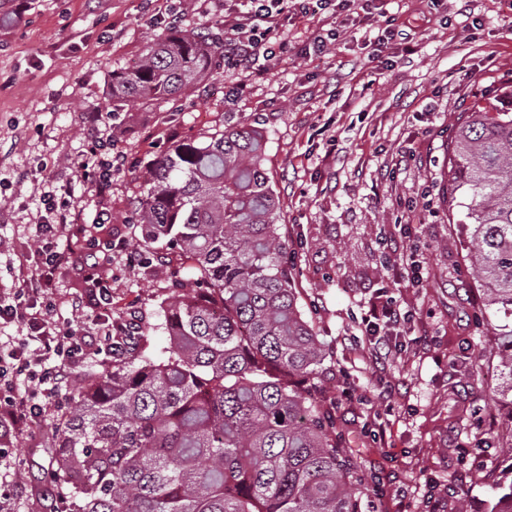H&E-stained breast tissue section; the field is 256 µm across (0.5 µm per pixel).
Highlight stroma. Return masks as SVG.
<instances>
[{"label":"stroma","instance_id":"obj_1","mask_svg":"<svg viewBox=\"0 0 512 512\" xmlns=\"http://www.w3.org/2000/svg\"><path fill=\"white\" fill-rule=\"evenodd\" d=\"M412 35L407 52L377 51L378 30L360 24L320 57L290 56L241 95L244 79L215 53L210 77L190 94L145 111L113 112L112 71L135 65L145 43L170 24L223 37L240 0H0V301L22 289L19 258L33 254L47 184L70 195L80 221L50 239L58 252L86 236L112 241V298L72 266L53 290L50 325L94 332L97 319H137L139 350L169 345L163 309L184 270L174 251L130 268L142 226L136 199L154 160L176 142L248 117L266 138L265 168L292 242L293 286L326 357L316 396L336 417L343 452L368 476L371 512H482L512 445V405L501 384L493 326L481 314L466 258V232L448 209V145L475 95L512 81V0H387ZM109 112L107 126L84 124L87 107ZM104 141L114 161L107 197L87 166ZM411 226V237L400 233ZM424 263L416 287L386 266L392 245ZM413 319L357 347L360 318L380 287ZM87 305L84 316L73 299ZM357 392L341 399L344 385ZM390 387L378 400L382 387ZM53 423L14 434L23 459L15 512H54L47 467Z\"/></svg>","mask_w":512,"mask_h":512}]
</instances>
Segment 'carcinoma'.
<instances>
[{"mask_svg": "<svg viewBox=\"0 0 512 512\" xmlns=\"http://www.w3.org/2000/svg\"><path fill=\"white\" fill-rule=\"evenodd\" d=\"M216 48L163 31L112 72V110L186 93ZM449 152V203L484 306L512 314V90L476 99ZM264 160V135L240 116L147 171L143 257L177 252L190 281L173 284L162 356L115 360L73 394L51 462L67 512H363L364 477L311 396L325 353L291 284ZM498 465L484 512H512V445Z\"/></svg>", "mask_w": 512, "mask_h": 512, "instance_id": "cac0c4a2", "label": "carcinoma"}]
</instances>
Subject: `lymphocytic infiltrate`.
Listing matches in <instances>:
<instances>
[{
  "label": "lymphocytic infiltrate",
  "instance_id": "f902f5d3",
  "mask_svg": "<svg viewBox=\"0 0 512 512\" xmlns=\"http://www.w3.org/2000/svg\"><path fill=\"white\" fill-rule=\"evenodd\" d=\"M356 0H246L247 11L224 30V62L226 65L253 71L257 62L271 67L288 49L289 21L325 15L327 29L309 42L314 54H322L334 44L340 33L353 22L350 14ZM40 261L29 265L20 257L19 272L25 292L18 303L0 306V321L19 322L28 326L23 340L0 336V350L7 358L0 362V430L22 431L41 425L60 407L67 395L73 372L90 353L91 343L71 328L49 326L45 311L54 304L51 286L63 261L61 253L48 248L39 251ZM80 270L85 279L107 298L112 278V244L95 237L88 238L83 249ZM410 312L397 301L380 294L361 317L366 335H377L380 329H396L410 321ZM39 351L53 353L54 364L36 359Z\"/></svg>",
  "mask_w": 512,
  "mask_h": 512
}]
</instances>
